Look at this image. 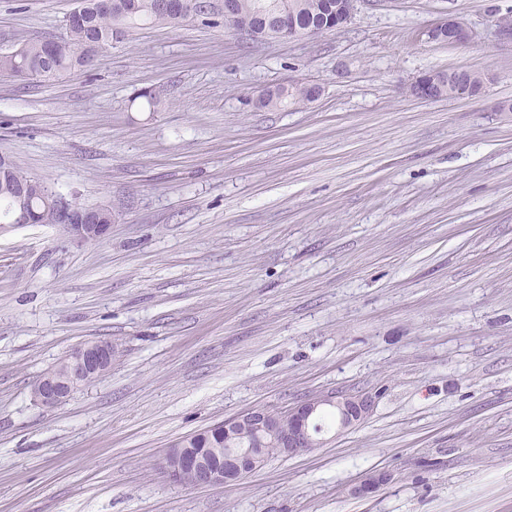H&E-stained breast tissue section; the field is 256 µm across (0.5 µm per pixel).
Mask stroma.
<instances>
[{"mask_svg": "<svg viewBox=\"0 0 512 512\" xmlns=\"http://www.w3.org/2000/svg\"><path fill=\"white\" fill-rule=\"evenodd\" d=\"M76 5L0 0V52L63 35ZM450 17L470 44L427 39ZM504 17L512 0H357L316 35L147 25L54 83L0 75V150L112 212L99 243L0 236V512H512ZM454 67L489 72L485 96L409 94ZM305 82L311 104L251 105ZM85 339L112 342L111 370L36 406ZM336 390L377 406L323 447L230 487L166 479L181 437Z\"/></svg>", "mask_w": 512, "mask_h": 512, "instance_id": "1", "label": "stroma"}]
</instances>
